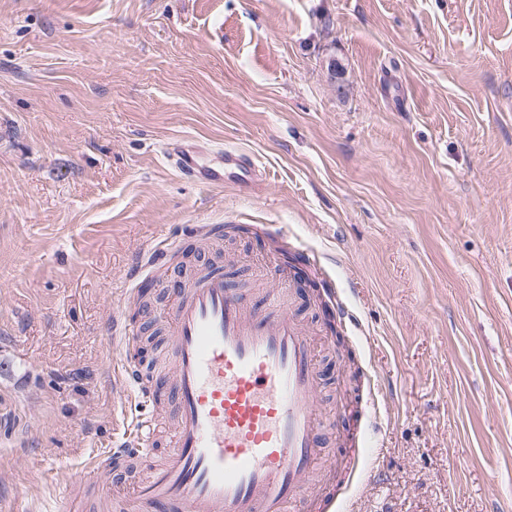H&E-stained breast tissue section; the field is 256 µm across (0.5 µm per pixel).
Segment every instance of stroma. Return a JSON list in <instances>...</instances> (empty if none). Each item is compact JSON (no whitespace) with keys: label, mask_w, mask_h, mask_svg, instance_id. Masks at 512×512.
<instances>
[{"label":"stroma","mask_w":512,"mask_h":512,"mask_svg":"<svg viewBox=\"0 0 512 512\" xmlns=\"http://www.w3.org/2000/svg\"><path fill=\"white\" fill-rule=\"evenodd\" d=\"M183 139L261 182L185 179ZM191 224L238 225L187 265L252 305L288 233L329 512H512V0H0V512H57L125 441L114 367L172 357L182 272L140 313L124 291Z\"/></svg>","instance_id":"1"}]
</instances>
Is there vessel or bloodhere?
I'll return each mask as SVG.
<instances>
[{"label": "vessel or blood", "instance_id": "b4317fda", "mask_svg": "<svg viewBox=\"0 0 512 512\" xmlns=\"http://www.w3.org/2000/svg\"><path fill=\"white\" fill-rule=\"evenodd\" d=\"M167 155L204 186L228 175L246 184L256 177L254 163L234 150L211 163L196 144L176 142ZM287 279L278 271L261 314L221 270H198L175 284L168 313L175 359L165 385L178 405L173 441L164 464L124 500L125 512H290L317 478L321 382L310 330L288 310ZM122 376L140 403L155 401L131 362H123ZM152 437L151 420L139 421L112 454L146 457ZM104 476L102 459L93 460L71 476L68 498Z\"/></svg>", "mask_w": 512, "mask_h": 512}]
</instances>
